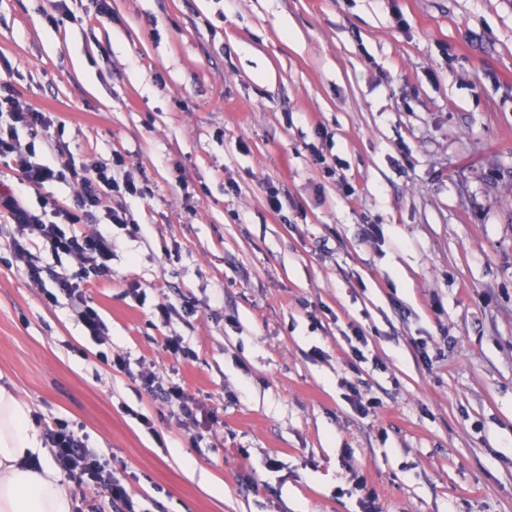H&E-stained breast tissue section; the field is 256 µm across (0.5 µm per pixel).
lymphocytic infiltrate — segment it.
<instances>
[{
    "label": "lymphocytic infiltrate",
    "mask_w": 512,
    "mask_h": 512,
    "mask_svg": "<svg viewBox=\"0 0 512 512\" xmlns=\"http://www.w3.org/2000/svg\"><path fill=\"white\" fill-rule=\"evenodd\" d=\"M52 114L34 107L22 99L9 77L0 76V164L18 172L20 189H0V217L13 224L16 233L11 251L16 264L22 265L27 278L35 285H43V270L30 259L28 249L32 239L45 241L58 254L73 259L71 273H58L53 277L55 288L47 292L48 301L58 295L78 299L74 313L89 336L98 344L108 340L107 327L98 311L82 302L90 272L106 269L112 255V239L100 230H86L85 225L103 211L109 223L127 221L125 211L104 209L106 198L128 194L146 198L148 188L137 186L129 178L120 180L109 174L100 164L81 167L71 164L60 148L40 152L34 143H21L19 129L38 131L51 126ZM60 183L73 186L76 199L73 206L60 205L55 197L45 193L46 185ZM41 193V205L32 208L23 194L24 189ZM57 465L65 476L89 486L105 489L113 501L122 503L126 512H137L128 491L129 483L110 462L102 459L87 445V438L78 425L65 420L56 421L50 431Z\"/></svg>",
    "instance_id": "1"
}]
</instances>
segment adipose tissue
<instances>
[{
    "instance_id": "adipose-tissue-1",
    "label": "adipose tissue",
    "mask_w": 512,
    "mask_h": 512,
    "mask_svg": "<svg viewBox=\"0 0 512 512\" xmlns=\"http://www.w3.org/2000/svg\"><path fill=\"white\" fill-rule=\"evenodd\" d=\"M72 507L30 404L0 384V512H72Z\"/></svg>"
}]
</instances>
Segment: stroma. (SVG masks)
Returning a JSON list of instances; mask_svg holds the SVG:
<instances>
[{
    "label": "stroma",
    "mask_w": 512,
    "mask_h": 512,
    "mask_svg": "<svg viewBox=\"0 0 512 512\" xmlns=\"http://www.w3.org/2000/svg\"><path fill=\"white\" fill-rule=\"evenodd\" d=\"M108 3L0 0V66L55 115L20 141L151 190L105 201L140 227H103L105 348L0 218V377L42 430L81 426L139 512H362L358 475L378 512H512V0ZM104 349L215 422L192 437Z\"/></svg>",
    "instance_id": "obj_1"
}]
</instances>
